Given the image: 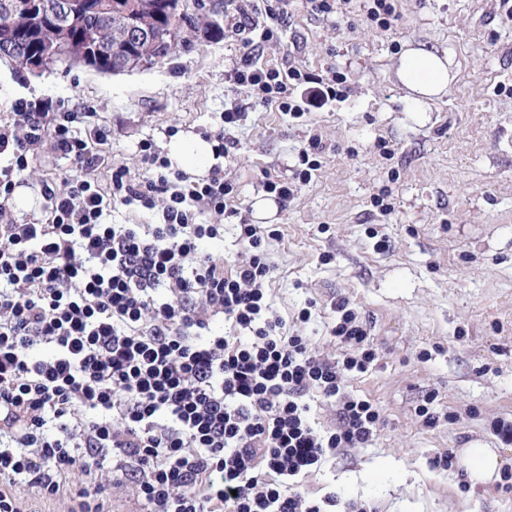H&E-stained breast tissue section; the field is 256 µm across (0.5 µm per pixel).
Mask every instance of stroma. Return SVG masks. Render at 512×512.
<instances>
[{
  "label": "stroma",
  "mask_w": 512,
  "mask_h": 512,
  "mask_svg": "<svg viewBox=\"0 0 512 512\" xmlns=\"http://www.w3.org/2000/svg\"><path fill=\"white\" fill-rule=\"evenodd\" d=\"M293 10L269 62L345 73L348 97L299 119L250 113L224 176L254 206L267 197L264 176L293 177L309 129L321 134L320 171L263 220L279 232L266 243L271 301L291 330L329 354L338 351L327 334L335 302L355 304L380 359L349 376L347 390L376 402L384 419L372 445L341 451L298 477V488L374 512H512L500 479L474 484L461 465H432L438 452L481 445L512 472V442L495 432L512 423V21L500 0H398L387 31L355 15L334 26L300 0ZM228 27L223 13L202 21L162 63L117 74L78 61L30 71L0 58V98L89 107L93 124L111 131L100 147L109 165L143 178L139 142L163 151L171 136L218 129L225 103L246 98L224 81L239 58ZM409 45L447 54L453 75L425 112L408 111L396 77ZM71 173L63 159L32 168L13 196L16 219L46 221L38 182ZM381 193L390 214L372 204ZM304 307L311 317L302 323ZM424 350L429 360H419ZM431 393L449 419L426 428L416 409Z\"/></svg>",
  "instance_id": "stroma-1"
}]
</instances>
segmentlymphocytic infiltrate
I'll use <instances>...</instances> for the list:
<instances>
[{
	"instance_id": "1",
	"label": "lymphocytic infiltrate",
	"mask_w": 512,
	"mask_h": 512,
	"mask_svg": "<svg viewBox=\"0 0 512 512\" xmlns=\"http://www.w3.org/2000/svg\"><path fill=\"white\" fill-rule=\"evenodd\" d=\"M242 52L227 74L250 102H231L207 133L214 157L235 146L233 129L257 108L302 116L345 98L343 73L314 74L264 58L291 17L290 0H226ZM84 112L44 96L0 111V512H24L14 489L69 512H106L102 470L131 478L145 512H329L336 493L312 499L293 478L344 448L376 438L372 400L345 380L378 358L349 299L334 305L329 334L340 354L313 351L274 309L270 231L250 223L222 166L193 177L152 141L139 144L150 177L109 168V132ZM45 158L76 174L42 181L48 223H18L8 202ZM107 182H100L102 169ZM155 212V224H108L113 203ZM210 213L235 219L244 258L223 266L204 253L223 237ZM230 335L213 333L215 319ZM338 402L321 431L308 398Z\"/></svg>"
}]
</instances>
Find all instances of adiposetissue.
Returning <instances> with one entry per match:
<instances>
[{
    "mask_svg": "<svg viewBox=\"0 0 512 512\" xmlns=\"http://www.w3.org/2000/svg\"><path fill=\"white\" fill-rule=\"evenodd\" d=\"M397 76L408 91L407 102L413 112L426 111L429 102L444 94L452 80L447 57L421 46L403 50Z\"/></svg>",
    "mask_w": 512,
    "mask_h": 512,
    "instance_id": "obj_1",
    "label": "adipose tissue"
}]
</instances>
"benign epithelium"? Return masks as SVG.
I'll return each mask as SVG.
<instances>
[{
	"label": "benign epithelium",
	"instance_id": "1",
	"mask_svg": "<svg viewBox=\"0 0 512 512\" xmlns=\"http://www.w3.org/2000/svg\"><path fill=\"white\" fill-rule=\"evenodd\" d=\"M0 15L8 19L0 32V54H20L30 69L46 66L61 44L89 63L96 55L121 52L112 66L115 72L151 60L157 15L145 14L140 0H0ZM75 29L83 33L82 39L71 38ZM32 36L41 44L37 55L26 50Z\"/></svg>",
	"mask_w": 512,
	"mask_h": 512
}]
</instances>
